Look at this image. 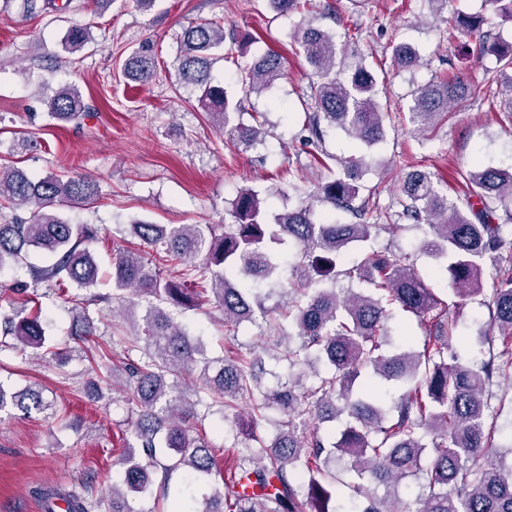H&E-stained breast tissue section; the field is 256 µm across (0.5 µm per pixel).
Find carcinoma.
<instances>
[{"label":"carcinoma","instance_id":"carcinoma-1","mask_svg":"<svg viewBox=\"0 0 512 512\" xmlns=\"http://www.w3.org/2000/svg\"><path fill=\"white\" fill-rule=\"evenodd\" d=\"M311 0H270L280 15L308 10ZM481 16L455 13L448 25L465 34L481 31ZM91 41L85 26L68 29L64 44L71 52ZM293 41L317 80L310 84L319 112L310 123L315 138L321 123L344 131L370 149L385 140V116L377 100V75L362 64L336 70L337 35L308 22ZM242 57L243 46H224L220 21L206 19L187 26L180 36L177 74L180 84L198 93V102L215 125L229 129L233 146L248 151L264 144L261 124H233L243 111L242 99L228 92L213 74L216 52ZM497 66L485 71L489 85H505L500 111L512 117V46L496 48ZM398 70L421 64L420 54L404 42L392 43ZM155 64L144 54L126 62L127 74L146 82ZM245 94L258 93L283 75L282 58L274 52L238 64ZM468 84L456 75L434 80L414 93L408 108L413 132L425 134L467 97ZM49 109L59 122L89 116L79 89L61 86ZM364 156L352 155L342 171L321 183L312 197L333 208L357 212L358 179ZM469 188L465 202L441 194L429 173L414 170L402 185L404 200L398 218L428 233L424 253L445 262L453 295L465 300L482 292L487 266L498 270L489 304L488 336H498L502 349L478 366L448 355L453 331L447 304L429 287L427 276L393 251H362L343 270L361 288H336V267L354 246L368 241L381 224H340L316 216L301 187L288 184L299 204L274 210L260 192L243 188L233 204L229 224H155L136 220L130 234L155 247L149 260L119 248L112 258V293L84 297L70 287L92 288L98 262L91 246L99 228L72 224L58 208L89 203L98 184L87 177L49 173L33 177L12 164H0V203L32 208L27 219L0 223V273L38 248L52 257L45 266H31V284L50 283L68 305L75 331L85 342L95 335L89 307L117 303L112 313L142 309L138 332L117 336L98 347L88 385L102 399L118 377L112 346L127 353L122 359L126 395L134 414L130 439L121 454L123 474L112 483V512H133L131 493L151 495L170 512H337L339 487L362 504L360 512H512V448L502 453L494 444L495 424L487 409L495 378L512 368V268L499 266L500 254L512 249V165L478 167L461 175ZM295 249L288 287L275 275L283 266V247ZM180 261L184 276L164 273L165 263ZM29 284V285H31ZM29 285L0 289V349L30 348L41 359L48 322L41 308L29 312ZM288 295L285 309L267 307L266 300ZM210 299L232 326L272 322L274 313L288 320L278 324L275 357L287 362L286 377L264 383L262 352H228L207 359L200 338L174 318V311ZM413 316L423 333L421 346L387 353L388 323L394 311ZM395 385L398 395L386 400L381 383ZM265 417L275 413L277 433L270 441L253 433L235 435L222 448L195 428L209 417L226 418L238 403ZM13 405L22 411L48 407L32 387L11 392L0 382V410ZM344 419L340 434L320 425ZM181 470L183 486L172 490V475ZM350 473L355 480L344 481ZM409 477L418 492L408 501L398 492ZM382 486L385 493L376 494ZM66 512H91L100 507L81 495L64 499Z\"/></svg>","mask_w":512,"mask_h":512}]
</instances>
